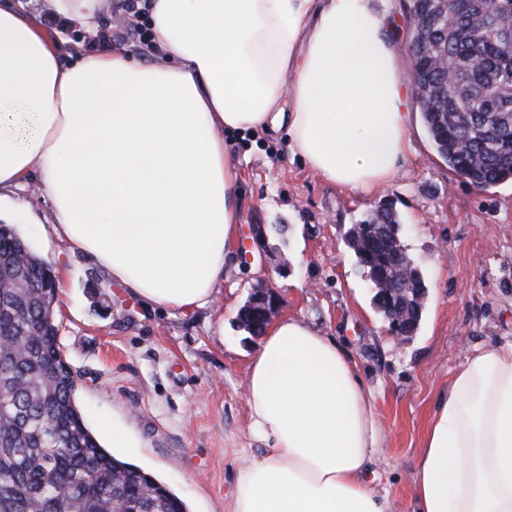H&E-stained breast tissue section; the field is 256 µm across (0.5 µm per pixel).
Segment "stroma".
Segmentation results:
<instances>
[{"mask_svg": "<svg viewBox=\"0 0 512 512\" xmlns=\"http://www.w3.org/2000/svg\"><path fill=\"white\" fill-rule=\"evenodd\" d=\"M29 7L67 41L146 46L137 35L144 17L125 27L107 20L90 32L54 15L48 0ZM408 110L406 160L370 195L322 180L293 154L287 134L225 132L241 173L239 224L217 301L204 311L150 305L72 251L51 232L52 206L36 179L0 197V224L11 225L56 278L61 354L89 426L103 418L126 430L129 443L115 456L166 483L190 512H229L239 467L263 448L245 394L259 340L237 322L260 280L277 288L281 316L334 339L354 364L379 429L369 484L392 512H412V475L432 410L467 350L512 341V179L482 188L461 178L435 152L416 104ZM385 200L428 287L419 326L401 343L344 239ZM253 224L284 225L268 240L276 265L250 250Z\"/></svg>", "mask_w": 512, "mask_h": 512, "instance_id": "35a3bbf8", "label": "stroma"}]
</instances>
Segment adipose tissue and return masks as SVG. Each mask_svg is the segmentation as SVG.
Instances as JSON below:
<instances>
[{"label":"adipose tissue","instance_id":"adipose-tissue-1","mask_svg":"<svg viewBox=\"0 0 512 512\" xmlns=\"http://www.w3.org/2000/svg\"><path fill=\"white\" fill-rule=\"evenodd\" d=\"M107 0H50L100 27ZM146 56L61 40L0 0V191L37 175L53 232L142 300L211 308L235 239L228 130L287 131L326 182L368 194L398 173L409 114L392 0H149ZM246 397L264 444L232 512H389L365 476L378 436L348 355L270 323ZM414 512H512V342L469 351L412 478Z\"/></svg>","mask_w":512,"mask_h":512}]
</instances>
